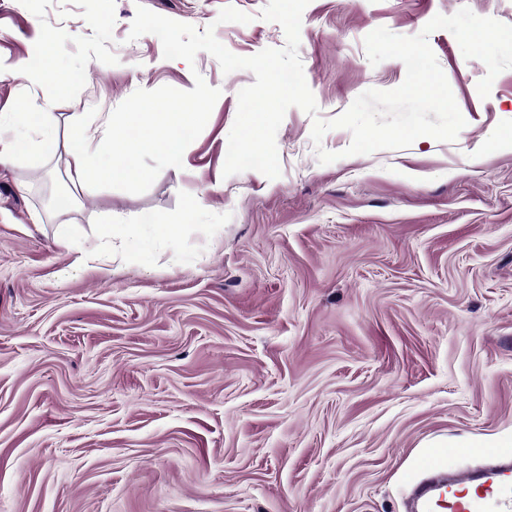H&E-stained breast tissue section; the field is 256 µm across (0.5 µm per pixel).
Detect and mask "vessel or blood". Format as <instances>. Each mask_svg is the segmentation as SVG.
<instances>
[{"label":"vessel or blood","instance_id":"vessel-or-blood-1","mask_svg":"<svg viewBox=\"0 0 512 512\" xmlns=\"http://www.w3.org/2000/svg\"><path fill=\"white\" fill-rule=\"evenodd\" d=\"M429 480L413 489L411 512H512V449L494 451L483 466L467 472H444L426 463ZM475 495L463 499L467 487Z\"/></svg>","mask_w":512,"mask_h":512}]
</instances>
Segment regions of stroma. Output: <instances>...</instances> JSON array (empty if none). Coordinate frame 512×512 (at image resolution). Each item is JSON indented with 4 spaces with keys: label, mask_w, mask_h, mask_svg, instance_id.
<instances>
[{
    "label": "stroma",
    "mask_w": 512,
    "mask_h": 512,
    "mask_svg": "<svg viewBox=\"0 0 512 512\" xmlns=\"http://www.w3.org/2000/svg\"><path fill=\"white\" fill-rule=\"evenodd\" d=\"M268 0H0V63L51 35L56 76L0 80V113L27 104L85 113L98 143L136 90L220 89L181 171L140 156L146 179L45 202L62 166L30 150L0 169V512H405L426 442L448 438L444 467H480L486 440L512 437V69L488 98L485 63L452 33L428 42L466 120L452 142L344 156L329 130L319 163L313 120L289 108L276 135L281 175L224 176L247 70L163 56L128 41L137 6L214 26L233 54L283 48ZM247 24H217L225 6ZM512 25V0H310L298 54L322 119L404 64L368 60L374 29L413 36L462 7ZM202 198L192 208L193 198ZM180 234L150 267L56 272L77 239L141 217Z\"/></svg>",
    "instance_id": "stroma-1"
}]
</instances>
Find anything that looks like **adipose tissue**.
Listing matches in <instances>:
<instances>
[{
    "mask_svg": "<svg viewBox=\"0 0 512 512\" xmlns=\"http://www.w3.org/2000/svg\"><path fill=\"white\" fill-rule=\"evenodd\" d=\"M200 120L196 112H154L148 102H140L129 113L122 138L104 134L97 148H90L85 135V119L77 115L59 133L51 112H18L0 114V128L15 129L16 137L0 136V167L12 166L24 145V131L35 129L41 134L39 149L62 160L64 173L73 189H86L115 181L136 182L145 176L138 164L139 155L151 150L163 155L167 166L177 170L184 165V146ZM180 232L176 224H156L142 220L132 224H105L99 229L98 243L79 247L73 268L103 270L104 250H111L113 260L128 263L149 260Z\"/></svg>",
    "mask_w": 512,
    "mask_h": 512,
    "instance_id": "ef3b65f1",
    "label": "adipose tissue"
}]
</instances>
